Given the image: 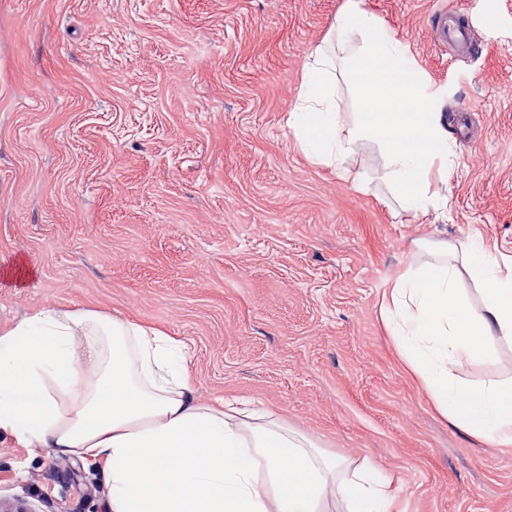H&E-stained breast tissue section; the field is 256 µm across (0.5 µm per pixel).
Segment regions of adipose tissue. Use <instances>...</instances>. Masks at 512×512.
I'll return each mask as SVG.
<instances>
[{
	"instance_id": "ef3b65f1",
	"label": "adipose tissue",
	"mask_w": 512,
	"mask_h": 512,
	"mask_svg": "<svg viewBox=\"0 0 512 512\" xmlns=\"http://www.w3.org/2000/svg\"><path fill=\"white\" fill-rule=\"evenodd\" d=\"M344 74L360 108L352 127L336 112ZM315 165L343 169L362 141L384 154V179L403 209L437 208L431 173L448 157V133L402 45L348 0L334 38L308 56L286 119ZM482 304L460 293L461 276ZM381 313L405 364L438 412L484 443H512V384L470 386L457 372L489 342L512 343V269L481 239L462 265L410 268ZM180 341L133 321L84 309L45 308L0 334V434L96 466L107 512H388L368 470L337 479L340 461L272 422L248 421L194 396Z\"/></svg>"
}]
</instances>
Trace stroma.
Returning <instances> with one entry per match:
<instances>
[{"label": "stroma", "instance_id": "35a3bbf8", "mask_svg": "<svg viewBox=\"0 0 512 512\" xmlns=\"http://www.w3.org/2000/svg\"><path fill=\"white\" fill-rule=\"evenodd\" d=\"M347 0H0V331L84 308L185 346L199 400L248 403L388 483L391 512H512V447L433 408L380 301L429 242L512 262V0H364L447 121L417 221L364 144L349 176L286 126ZM464 22L470 54L435 40ZM512 383V344L464 365ZM0 512H105L104 478L0 436Z\"/></svg>", "mask_w": 512, "mask_h": 512}]
</instances>
